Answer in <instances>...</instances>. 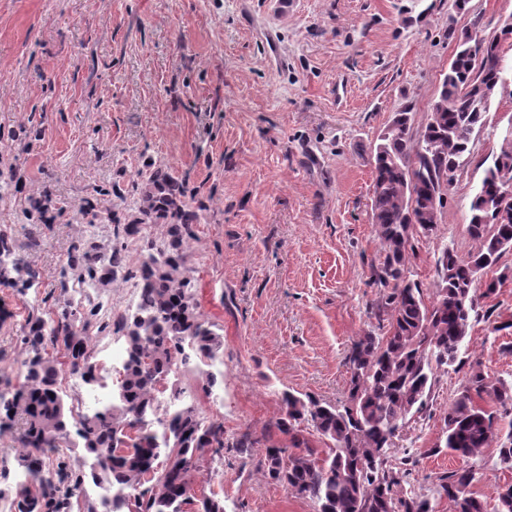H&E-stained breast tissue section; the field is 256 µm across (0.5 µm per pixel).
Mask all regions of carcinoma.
<instances>
[{"mask_svg": "<svg viewBox=\"0 0 512 512\" xmlns=\"http://www.w3.org/2000/svg\"><path fill=\"white\" fill-rule=\"evenodd\" d=\"M467 40L485 54L483 71L475 73L470 56L456 53L425 126L414 130L413 114L402 110L392 118L396 132L373 145L371 214L381 255L370 266V278L379 288L373 308L377 326L358 337L346 358V400L333 405L283 392L273 427L287 437L285 444L273 441L270 433L261 440L244 434L229 443L223 423L205 422L193 404L178 403L165 410V419H156V392L176 358L194 363L193 372L211 387L217 376L207 366L224 352L223 337L197 311L187 275L185 246L193 236L195 214L183 189L159 165L141 190L133 218L115 225L120 244L105 256L78 240L70 254L86 261L60 273L64 289L93 278L95 288H105L117 280L119 269L132 278L141 273L146 280L143 304L115 323L99 304L74 310L68 303L48 321L34 313L28 319L22 337L28 356L24 382L0 391V433L21 429L24 453L18 463L32 473L33 482L9 499L8 512H71L72 491L88 479L125 489L123 512H182L184 505L195 506L194 512H224L217 494H191V472L204 456L222 458L229 447L262 449L260 464L268 476L292 494L313 500L317 512H432L428 500L400 496L406 461L389 462L392 436L425 410L437 373L462 363L478 299L494 293L507 278L505 273L490 280L484 275L512 251V195H501L505 185H512L510 136L484 168L470 202L467 233L474 250L462 257L443 248L429 301L408 268L414 235L429 237L437 231V225L427 223L426 202L448 173L471 162L491 101L512 97V83L501 78L498 38H478L470 31L458 38ZM159 223L165 226L161 245L146 242L149 262L127 269L128 239ZM37 244L34 237L21 242L10 227L0 226V285L23 294L38 282L37 271L24 258ZM98 260L112 262L109 274H99ZM94 325L100 333L115 331L124 338L122 395L103 411L76 414L66 406L58 379L68 366L94 371L86 336ZM49 347L55 354L47 353ZM484 395L512 409V385L485 372L477 361L448 407L444 443L431 451L444 447L468 461L495 443L501 460L512 463V432L502 435L493 413L475 402ZM305 422L330 441L325 455L304 437ZM72 434L78 441H70ZM79 446L94 455L95 467L88 473L68 469L67 450ZM476 475L468 468L442 478L440 488L455 512H486L485 502L471 490Z\"/></svg>", "mask_w": 512, "mask_h": 512, "instance_id": "cac0c4a2", "label": "carcinoma"}]
</instances>
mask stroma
<instances>
[{
    "label": "stroma",
    "mask_w": 512,
    "mask_h": 512,
    "mask_svg": "<svg viewBox=\"0 0 512 512\" xmlns=\"http://www.w3.org/2000/svg\"><path fill=\"white\" fill-rule=\"evenodd\" d=\"M0 0V225L36 236V288L0 285V389L24 374L21 341L32 310L52 315L70 244L94 200L91 235L115 245L143 174L163 164L197 218L187 267L198 309L224 338V401L197 375L175 386L233 440L260 435L282 391L330 403L347 395L345 358L376 320L370 265L381 249L372 222V146L395 112L424 124L456 51V33L492 36L512 23V0ZM512 126V98L492 105L472 160L455 175L436 235L415 239L409 269L431 293L442 246L473 248L470 201ZM51 195L50 225L27 219ZM505 279L480 298L465 363L438 373L426 410L403 429L404 495L429 498L462 467L434 452L449 403L481 361L512 383V252ZM510 329H503V322ZM256 448H228L192 474L225 512H315L272 481ZM487 507L512 484L497 448L472 461Z\"/></svg>",
    "instance_id": "obj_1"
}]
</instances>
